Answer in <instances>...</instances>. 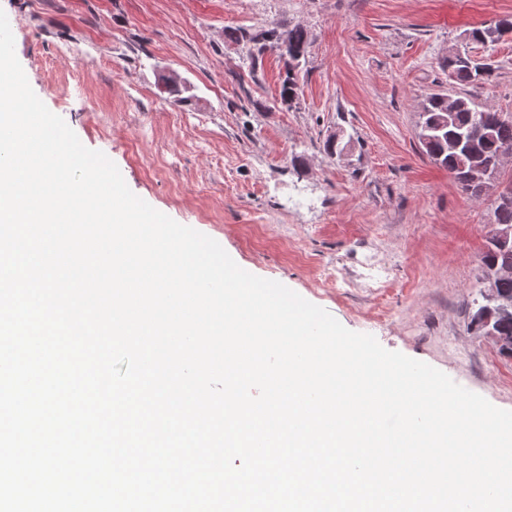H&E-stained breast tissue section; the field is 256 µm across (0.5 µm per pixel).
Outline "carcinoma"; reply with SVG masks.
I'll list each match as a JSON object with an SVG mask.
<instances>
[{
  "label": "carcinoma",
  "instance_id": "carcinoma-1",
  "mask_svg": "<svg viewBox=\"0 0 512 512\" xmlns=\"http://www.w3.org/2000/svg\"><path fill=\"white\" fill-rule=\"evenodd\" d=\"M288 35V52L280 54L283 61L284 75L279 87L280 104L292 107L291 100L300 94L299 67L305 58L309 47L307 31L300 26L286 29ZM474 42L494 46L505 36L512 34V20H501L493 34H488V26L481 25L470 31ZM228 39L245 49L249 68L256 70L263 54L271 46L257 41L255 34L246 28H239L228 34ZM443 69L458 86L483 84L491 80L495 68L488 65V69L480 72L475 63L469 59L448 56L442 62ZM469 108L448 111V103L441 96L430 98L419 113V128L442 127L434 136L422 142L425 153L440 166L446 168L456 185L477 194L475 189L464 179L465 170L458 164V151L456 150L459 135L474 125H480V133L467 144L469 159L477 164H483L497 158L499 151L504 147L512 148V115L497 113L468 100ZM484 273H489L496 265H512V251H501L496 247L486 249L481 256ZM498 296L505 310L496 315L493 322L503 336L512 337V277L498 282Z\"/></svg>",
  "mask_w": 512,
  "mask_h": 512
}]
</instances>
